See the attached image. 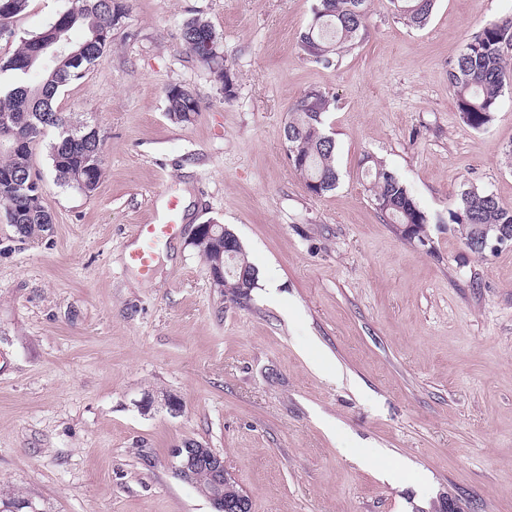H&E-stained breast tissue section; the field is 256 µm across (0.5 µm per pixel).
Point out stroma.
I'll list each match as a JSON object with an SVG mask.
<instances>
[{"mask_svg":"<svg viewBox=\"0 0 512 512\" xmlns=\"http://www.w3.org/2000/svg\"><path fill=\"white\" fill-rule=\"evenodd\" d=\"M123 2L107 49L56 99L100 128L97 190L55 184L50 129L32 154L49 230L19 240L0 209V496L214 512L173 468L194 439L252 512H512V246L475 254L448 222L472 185L512 210V76L481 130L448 85L512 0H437L421 28L370 0L364 35L328 68L298 44L315 0ZM192 17L223 37L233 100L182 43ZM172 85L198 100L192 122L167 116ZM314 87L335 99L339 183L322 196L283 133ZM367 154L431 216L426 242L382 220ZM172 197L185 231L147 280L128 249ZM212 220L259 272L245 304L188 243Z\"/></svg>","mask_w":512,"mask_h":512,"instance_id":"stroma-1","label":"stroma"}]
</instances>
